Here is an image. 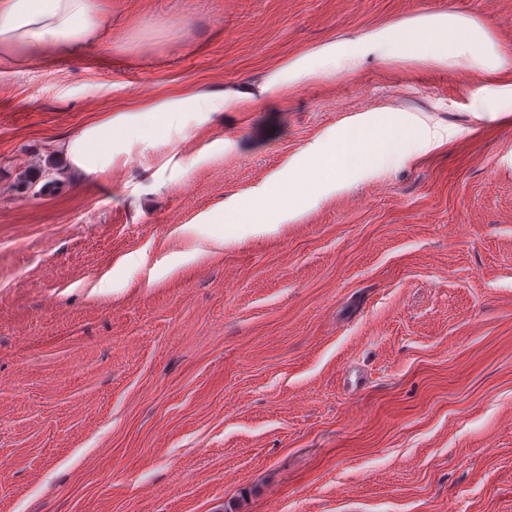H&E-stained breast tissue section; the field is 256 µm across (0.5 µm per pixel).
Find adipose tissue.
Instances as JSON below:
<instances>
[{
  "label": "adipose tissue",
  "instance_id": "adipose-tissue-1",
  "mask_svg": "<svg viewBox=\"0 0 512 512\" xmlns=\"http://www.w3.org/2000/svg\"><path fill=\"white\" fill-rule=\"evenodd\" d=\"M110 19L104 0H0V66L21 67L49 58H71L104 44ZM358 50L390 58L402 49L411 57L447 62L449 55L466 54L481 71L501 66L494 47L486 43L464 17L423 15L367 34ZM347 54L342 43H329L309 55L293 59L287 72H274L258 87H228L217 95L187 91L158 97L85 124L62 141L58 150L70 170L87 180L111 174L135 144L169 146L170 156L153 178L164 185L167 171L180 168L178 142L169 131L182 119L196 127L212 124L216 115L239 110L261 96H276L285 78L299 79L321 70L335 69Z\"/></svg>",
  "mask_w": 512,
  "mask_h": 512
}]
</instances>
